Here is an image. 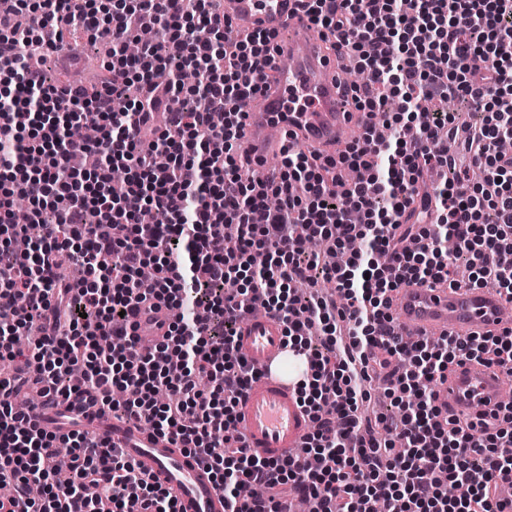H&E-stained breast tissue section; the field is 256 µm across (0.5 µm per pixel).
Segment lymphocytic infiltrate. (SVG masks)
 Wrapping results in <instances>:
<instances>
[{"instance_id": "lymphocytic-infiltrate-1", "label": "lymphocytic infiltrate", "mask_w": 512, "mask_h": 512, "mask_svg": "<svg viewBox=\"0 0 512 512\" xmlns=\"http://www.w3.org/2000/svg\"><path fill=\"white\" fill-rule=\"evenodd\" d=\"M316 27L339 37L362 84L347 95L383 114L339 154L317 161L284 147L274 178L255 184L238 155L247 103L267 80L274 36L239 37L215 0H0V512H178L173 494L109 442L82 430L48 433L16 411L40 384L59 412L87 398L195 454L224 495L225 512H496L490 488L512 478V405L477 432L443 417L433 386L464 360L512 373V328L440 342L407 338L387 303L405 285L492 287L512 300V0H301ZM155 39L130 57L145 26ZM81 28L112 44L92 89L46 83L26 61L53 53ZM198 80L172 76L171 64ZM469 103L482 119L460 133L431 99ZM196 106L185 109L186 101ZM99 136L85 143L82 127ZM464 139L483 181L452 174L445 139ZM123 167L122 190L112 170ZM25 197L41 227L16 254L12 220ZM162 216L144 224V210ZM453 240L454 250L443 243ZM73 250L78 283L57 262ZM467 255L463 281L451 276ZM155 277L142 283L139 272ZM332 283L343 300L303 295ZM159 301L180 310L150 355L129 320ZM278 315L288 345L311 360L299 402L312 420L304 460H268L241 446L235 406L256 373L238 355L237 321L254 304ZM36 333L19 358L14 338ZM324 338L322 347L313 336ZM206 375L207 389L197 386ZM382 380L397 409L372 419L368 383ZM69 481H53L60 448ZM44 488L30 494L31 484Z\"/></svg>"}]
</instances>
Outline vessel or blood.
<instances>
[{"label": "vessel or blood", "instance_id": "1", "mask_svg": "<svg viewBox=\"0 0 512 512\" xmlns=\"http://www.w3.org/2000/svg\"><path fill=\"white\" fill-rule=\"evenodd\" d=\"M219 12L236 31L273 33L278 46L272 78L247 106L240 139L252 160L253 179L268 176L266 162L279 153L283 135L325 149L363 130L366 115L342 95L331 54L297 0H222ZM390 313L399 332L413 328L423 336L465 338L512 327V302L492 288L404 287L394 295ZM235 345L257 373L238 404L244 447L266 458L301 455L311 428L297 403L304 367L296 363L280 319L266 311L248 314ZM503 394V372L471 360L434 387L437 405L464 424L488 417ZM83 419L91 434L109 439L137 469L169 488L180 512H224V497L198 458L142 426L98 415L95 408L85 409Z\"/></svg>", "mask_w": 512, "mask_h": 512}]
</instances>
